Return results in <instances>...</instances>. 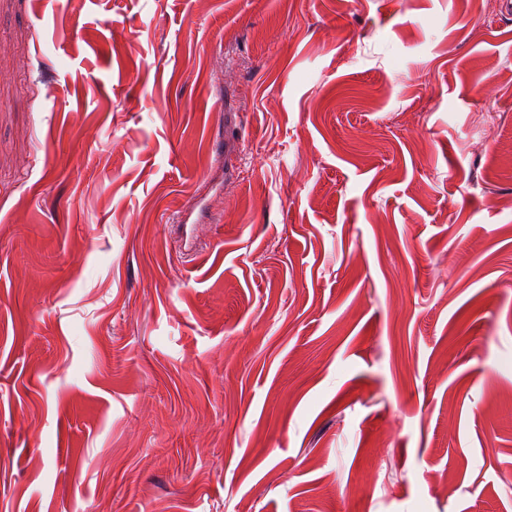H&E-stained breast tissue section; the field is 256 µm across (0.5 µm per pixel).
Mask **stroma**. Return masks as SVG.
I'll use <instances>...</instances> for the list:
<instances>
[{"label":"stroma","instance_id":"1","mask_svg":"<svg viewBox=\"0 0 512 512\" xmlns=\"http://www.w3.org/2000/svg\"><path fill=\"white\" fill-rule=\"evenodd\" d=\"M500 8L0 0V512H512Z\"/></svg>","mask_w":512,"mask_h":512}]
</instances>
